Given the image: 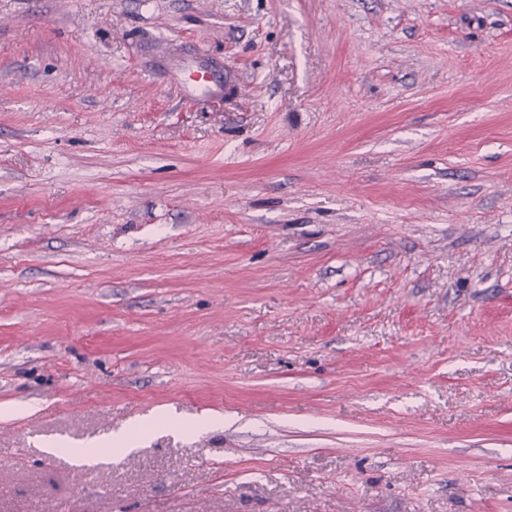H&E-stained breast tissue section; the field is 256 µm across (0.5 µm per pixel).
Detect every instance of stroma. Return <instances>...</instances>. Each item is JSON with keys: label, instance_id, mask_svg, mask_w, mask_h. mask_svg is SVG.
Instances as JSON below:
<instances>
[{"label": "stroma", "instance_id": "35a3bbf8", "mask_svg": "<svg viewBox=\"0 0 512 512\" xmlns=\"http://www.w3.org/2000/svg\"><path fill=\"white\" fill-rule=\"evenodd\" d=\"M1 403L0 512H512V0H0Z\"/></svg>", "mask_w": 512, "mask_h": 512}]
</instances>
